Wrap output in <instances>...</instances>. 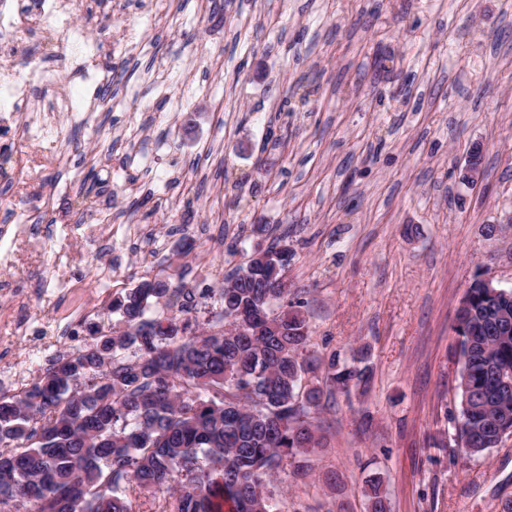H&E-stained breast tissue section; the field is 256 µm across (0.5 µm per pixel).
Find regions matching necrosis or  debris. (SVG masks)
<instances>
[{"label": "necrosis or debris", "mask_w": 512, "mask_h": 512, "mask_svg": "<svg viewBox=\"0 0 512 512\" xmlns=\"http://www.w3.org/2000/svg\"><path fill=\"white\" fill-rule=\"evenodd\" d=\"M81 0H50L49 6L31 4L30 0H0V158L21 168L38 167L43 158L55 156L67 130L56 115L79 113L83 97L73 90L57 94L48 109L29 110L26 126H17V112L37 89L55 86L57 73L43 66L28 43L29 32L41 34L52 50H62L77 60L83 59L90 44L91 31L75 21ZM0 211L14 221L11 238L0 236V292L11 295L21 286L13 270L25 264L47 262L50 273L31 285L36 296L62 300L87 281L111 286L116 270L112 262V245L99 244L93 262H84L69 247V240L91 238L92 228L70 224L53 226L51 233L40 236L26 224L21 208L13 199L0 200Z\"/></svg>", "instance_id": "4bbe7bcc"}]
</instances>
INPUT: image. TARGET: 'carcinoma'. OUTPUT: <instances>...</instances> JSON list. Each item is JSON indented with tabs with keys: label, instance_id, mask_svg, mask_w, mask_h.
Listing matches in <instances>:
<instances>
[{
	"label": "carcinoma",
	"instance_id": "1",
	"mask_svg": "<svg viewBox=\"0 0 512 512\" xmlns=\"http://www.w3.org/2000/svg\"><path fill=\"white\" fill-rule=\"evenodd\" d=\"M280 273L237 270L205 293L157 282L107 306L109 331L62 354L18 395H0V512H135L134 493H167L152 512H278L268 485L283 460L312 472L321 443L313 419L336 392L363 389L364 357L305 353L310 330L268 288ZM458 337L467 387H458L459 438L480 457L512 431V292L495 301L478 281ZM252 314L240 329L237 316ZM207 317H201V314ZM321 374L314 385L308 374ZM368 512H390L380 479Z\"/></svg>",
	"mask_w": 512,
	"mask_h": 512
}]
</instances>
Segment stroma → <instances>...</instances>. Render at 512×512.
Listing matches in <instances>:
<instances>
[{
	"mask_svg": "<svg viewBox=\"0 0 512 512\" xmlns=\"http://www.w3.org/2000/svg\"><path fill=\"white\" fill-rule=\"evenodd\" d=\"M101 8L78 16L85 57L119 58L120 77L103 98L69 56L45 55L59 82L41 100L79 86L94 111L52 172L0 166V196L35 188L49 200L36 223L111 231L108 298L153 276L216 288L254 246L287 239L309 352L366 350L372 378L318 416L312 475L285 464L280 512H366L376 475L391 512H500L512 439L461 454L453 326L476 272L512 290V0H223L216 15L208 0H116L108 28ZM129 22L146 48L114 49ZM98 293L30 298L45 358L71 346L67 309L90 310L85 339L107 319Z\"/></svg>",
	"mask_w": 512,
	"mask_h": 512,
	"instance_id": "1",
	"label": "stroma"
}]
</instances>
